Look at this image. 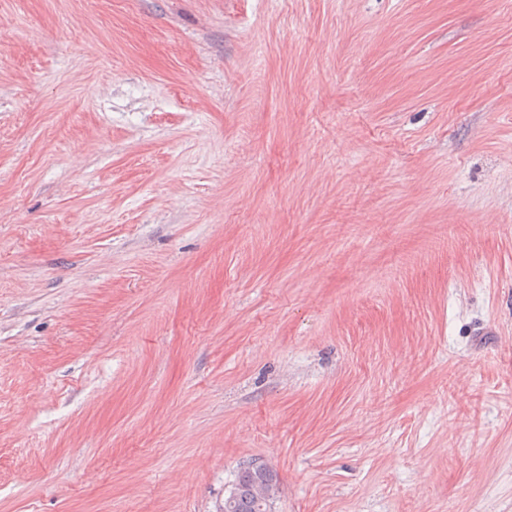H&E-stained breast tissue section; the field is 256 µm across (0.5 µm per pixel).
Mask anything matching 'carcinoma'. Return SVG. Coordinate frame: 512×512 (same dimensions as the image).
Returning <instances> with one entry per match:
<instances>
[{"instance_id":"cac0c4a2","label":"carcinoma","mask_w":512,"mask_h":512,"mask_svg":"<svg viewBox=\"0 0 512 512\" xmlns=\"http://www.w3.org/2000/svg\"><path fill=\"white\" fill-rule=\"evenodd\" d=\"M279 493L278 479L270 468L260 470L247 462L238 469L220 512H272Z\"/></svg>"}]
</instances>
